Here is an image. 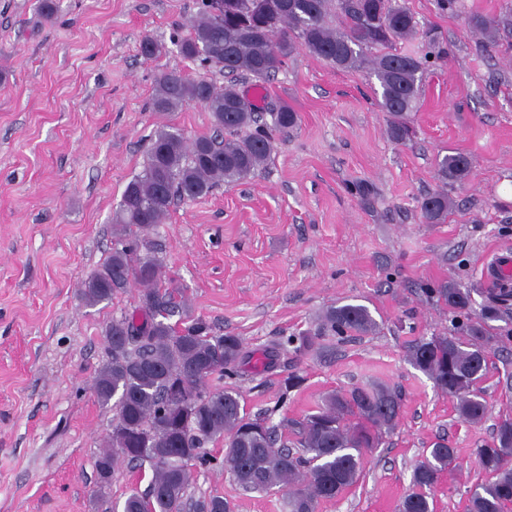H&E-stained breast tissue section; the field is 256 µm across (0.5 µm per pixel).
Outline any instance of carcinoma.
Segmentation results:
<instances>
[{
  "mask_svg": "<svg viewBox=\"0 0 512 512\" xmlns=\"http://www.w3.org/2000/svg\"><path fill=\"white\" fill-rule=\"evenodd\" d=\"M210 0L177 43L180 54L227 75L266 80L288 57L304 50L339 68L370 71L381 89L379 105L389 113V133L404 141L411 129L407 113L416 108L423 73L447 52L431 28L419 27L408 0H224V17L215 16ZM342 19L330 27L325 16ZM418 36L422 56L393 45ZM201 105L211 113L213 136L188 140L174 127L154 136L141 175L122 194L115 224L118 232L106 263L80 289L85 304L95 306L131 286L139 287L132 314L112 320L107 329L108 360L98 370L93 391L102 404H113L112 432L98 462L114 469L118 459L148 461L152 476L144 494L134 492L124 512H183L191 482L189 463L208 467L215 457L206 445L224 441V471L246 492L288 491L287 512H316L319 502L352 487L362 472L363 453L381 443L399 422L401 396L383 386H355L325 395L317 410L301 419L283 417L270 425L247 412L241 393L212 384L239 375L251 355L237 336L214 335L200 316L185 313L184 326L165 322L174 308L171 293L160 288L162 262L151 228L162 223L177 199L193 201L219 184H234L267 166L275 150L274 132L297 126L298 114L283 103L271 108V122L229 81L162 75L152 101L156 112ZM470 171L467 156L457 153L438 162L441 180L463 181ZM454 207L444 192L423 199L428 223H441ZM429 294L444 301L457 317L459 336L421 338L408 349L411 365L434 380L456 401L459 414L481 422L487 405L479 388L486 376L487 355L499 342L487 323L499 317L495 304L471 317V289L444 281ZM379 330L368 307L338 303L324 310L315 328L287 338L295 351L308 352L320 336L346 340ZM193 401L185 402V395ZM291 432L298 451L282 442ZM476 455L485 479L471 492L468 512H508L512 506V418L502 419L491 442ZM455 449L436 443L412 474L411 489L400 512H433L427 490L454 459ZM197 512H230L220 496L195 503Z\"/></svg>",
  "mask_w": 512,
  "mask_h": 512,
  "instance_id": "obj_1",
  "label": "carcinoma"
}]
</instances>
